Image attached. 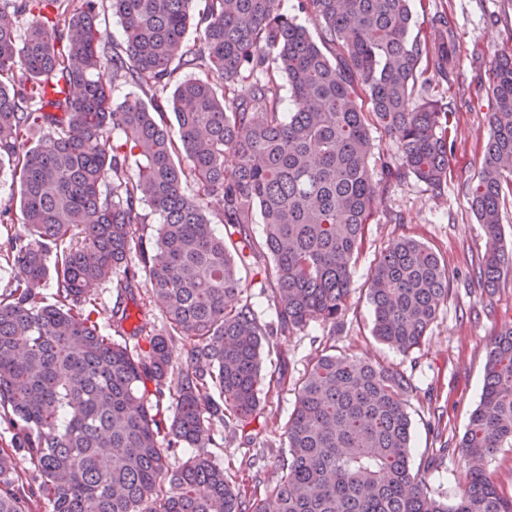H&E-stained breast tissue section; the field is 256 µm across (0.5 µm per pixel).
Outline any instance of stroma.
Wrapping results in <instances>:
<instances>
[{
  "label": "stroma",
  "mask_w": 512,
  "mask_h": 512,
  "mask_svg": "<svg viewBox=\"0 0 512 512\" xmlns=\"http://www.w3.org/2000/svg\"><path fill=\"white\" fill-rule=\"evenodd\" d=\"M411 36H424L435 13H447L454 30V75L450 82L416 86L414 97L448 105L455 149L448 179L434 190L409 177L392 185L377 202L366 226L364 243L352 267L351 292L342 326L309 321L287 336L263 339L262 374L287 367L289 382L271 388L252 427L254 439L225 436L211 448L213 459L245 486L273 489L280 463L288 454L286 429L295 404L294 380L309 359L327 347L355 359L401 370L415 389L407 398L411 418V463L436 498L453 502L468 482V467L458 450L477 407L485 375L487 344L502 326L512 324V271L494 292H487L478 266L487 251L485 232L468 203V187L481 170V147L487 135L492 82L490 61L512 47V0H410ZM408 236L428 245L448 266V301L420 349L402 354L372 334L373 310L367 299L368 274L374 260L395 240ZM442 415L448 441L438 454L431 428ZM260 453L265 467L253 473L249 456Z\"/></svg>",
  "instance_id": "1"
}]
</instances>
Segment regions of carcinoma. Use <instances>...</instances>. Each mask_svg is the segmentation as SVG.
I'll use <instances>...</instances> for the list:
<instances>
[{"mask_svg": "<svg viewBox=\"0 0 512 512\" xmlns=\"http://www.w3.org/2000/svg\"><path fill=\"white\" fill-rule=\"evenodd\" d=\"M109 2L123 25L110 51L97 0H39L22 40L12 16L30 0H0V164L18 171L26 230L6 234L17 275L0 287V421L14 429L13 447L0 449V512H31L36 496L51 512H512V496L477 465L454 503L434 498L410 465L400 398L410 378L325 349L295 384L272 498L236 489L203 451L215 428L243 431L258 415L263 337L343 322L379 194L411 175L434 190L447 182L448 110L413 94L452 74L448 17L411 40L409 0H297L321 22L315 41L283 0H205L200 14L196 0ZM185 69L198 75L179 78ZM123 83L140 94L116 104ZM488 94L482 174L468 195L488 240L479 277L492 290L512 271L501 224V200L512 198V48L495 56ZM372 125L396 139L394 154L372 159ZM116 130L124 143L108 149ZM32 131L44 137L28 147ZM212 195L223 200L213 214ZM142 201L162 217L151 234ZM256 208L261 242L250 234ZM265 257L276 321L263 325L239 266ZM120 268L130 299L142 287L164 312L162 330L130 334L149 337L146 350L102 335L93 319L90 288ZM49 277L55 303L45 305ZM368 298L373 335L407 354L448 301V267L402 237L371 266ZM180 336L193 347L175 365L169 341ZM509 444L512 325L490 341L459 448L480 462ZM179 447L200 452L174 467L167 452ZM19 455L37 486L23 481Z\"/></svg>", "mask_w": 512, "mask_h": 512, "instance_id": "obj_1", "label": "carcinoma"}]
</instances>
